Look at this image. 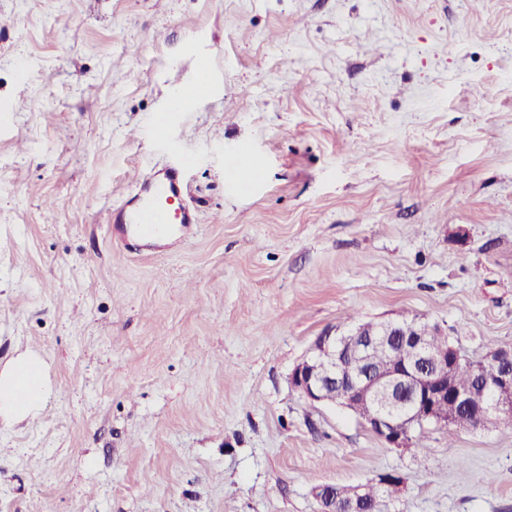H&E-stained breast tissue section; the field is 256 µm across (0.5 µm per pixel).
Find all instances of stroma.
<instances>
[{
  "label": "stroma",
  "mask_w": 512,
  "mask_h": 512,
  "mask_svg": "<svg viewBox=\"0 0 512 512\" xmlns=\"http://www.w3.org/2000/svg\"><path fill=\"white\" fill-rule=\"evenodd\" d=\"M182 158L197 224L111 236ZM415 316L512 346V0H0V372L46 383L0 512H318L392 470L378 512H512V426L390 448L290 384Z\"/></svg>",
  "instance_id": "35a3bbf8"
}]
</instances>
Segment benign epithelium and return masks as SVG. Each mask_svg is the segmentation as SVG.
Here are the masks:
<instances>
[{
    "label": "benign epithelium",
    "instance_id": "obj_1",
    "mask_svg": "<svg viewBox=\"0 0 512 512\" xmlns=\"http://www.w3.org/2000/svg\"><path fill=\"white\" fill-rule=\"evenodd\" d=\"M374 349L385 350L393 368L385 373L359 372L348 377V397L338 396L344 372L343 354L366 356ZM461 360L452 343L435 349L428 345L415 321H384L373 328L356 325L340 335L331 331L315 339L311 355L299 363L290 376L292 386L312 405L338 404L353 410L355 404L373 406L377 417L367 425L392 448H405L413 432L431 423L433 411L448 408L439 424L454 421L461 407L470 405L474 395L457 387L451 367ZM497 368L495 377L482 380L480 389L490 390L493 400L474 410V428L512 420V350L495 348L481 360ZM375 504L362 495L329 512H373Z\"/></svg>",
    "mask_w": 512,
    "mask_h": 512
}]
</instances>
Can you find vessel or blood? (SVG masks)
Segmentation results:
<instances>
[{"instance_id": "vessel-or-blood-1", "label": "vessel or blood", "mask_w": 512, "mask_h": 512, "mask_svg": "<svg viewBox=\"0 0 512 512\" xmlns=\"http://www.w3.org/2000/svg\"><path fill=\"white\" fill-rule=\"evenodd\" d=\"M185 163L155 170L138 177L135 191L127 201L114 208L111 221L129 226L136 234H151L162 224L175 225L177 232L195 223L196 215L185 201L183 174Z\"/></svg>"}]
</instances>
